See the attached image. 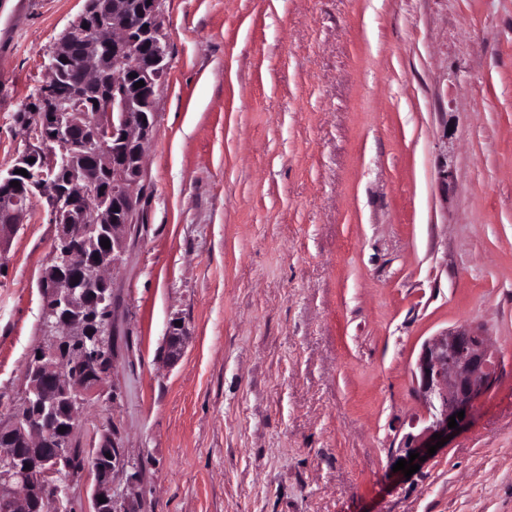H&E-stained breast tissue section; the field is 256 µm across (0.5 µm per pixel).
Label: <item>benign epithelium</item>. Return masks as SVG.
<instances>
[{
  "instance_id": "7a95c632",
  "label": "benign epithelium",
  "mask_w": 512,
  "mask_h": 512,
  "mask_svg": "<svg viewBox=\"0 0 512 512\" xmlns=\"http://www.w3.org/2000/svg\"><path fill=\"white\" fill-rule=\"evenodd\" d=\"M86 28L93 35L82 36ZM133 30L119 0H111L106 18L98 17L91 24L86 13L73 25L44 62L48 80L41 85L37 106L31 109L30 137L39 143L38 153L24 152L16 156L11 167L0 170V186L5 188L0 195V251L40 199L50 201L49 220L56 226L51 246L53 265L46 273L49 289L42 311V329L48 341L38 349L40 357L29 358L26 373L23 404L30 412L0 424L24 443L22 448L0 447V461L18 472L16 480L0 479L3 512H44L49 506L57 512L67 510L65 489L57 482L73 468L65 446L78 425L82 398L95 394L100 384L93 372L97 349L78 355L68 353L67 346L86 339L88 311L107 304L111 291L106 272L121 261L129 228L101 194L98 175H112V185L120 190L126 207L139 205L133 187L141 179L145 148L154 129L147 113L154 111L155 89L169 68L162 45L166 40L163 27L156 22L143 30V37L148 39L145 45L132 37ZM78 36L87 79L95 78L101 50L110 46L115 79L121 82L134 73L144 86L131 95L106 100L93 115L53 101L49 91L58 77L60 61L69 57ZM75 125L85 127L99 143L90 165L78 161L82 153L70 136ZM129 144L139 145L131 167L118 162ZM30 158L34 162H28ZM60 165L69 168L66 190L59 189L54 179ZM18 169L26 170L28 176L16 173ZM13 181L20 186H11ZM104 238L110 241L106 250L100 245ZM184 341V327L172 326L167 336L170 358L181 355ZM499 369L498 351L477 326L448 328L425 341L413 370L424 414L410 423L418 432L407 433L392 449L391 464L409 459L411 452L426 456L429 446L437 443L435 433L443 439L455 435L457 429L448 428L449 417L461 410L464 419L456 423L458 429L463 428L479 401L496 385ZM50 441L60 449L46 456L41 448ZM108 451L112 460H117L118 449L93 448L85 461L94 475L91 512H124L113 490L115 465L102 466ZM101 496L103 503L99 502Z\"/></svg>"
}]
</instances>
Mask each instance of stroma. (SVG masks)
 <instances>
[{"instance_id": "35a3bbf8", "label": "stroma", "mask_w": 512, "mask_h": 512, "mask_svg": "<svg viewBox=\"0 0 512 512\" xmlns=\"http://www.w3.org/2000/svg\"><path fill=\"white\" fill-rule=\"evenodd\" d=\"M87 0H0V168ZM170 67L72 444L127 512H512V0H160ZM45 201L0 255V422L45 343ZM188 332L164 355L173 322ZM498 382L411 477L423 343ZM107 451L111 452L112 464L104 468L102 459ZM118 455H120L118 448H92L87 456L85 465H88L94 475L90 512H124L122 501L115 495L112 483V473ZM100 496L104 497L105 503H99Z\"/></svg>"}]
</instances>
